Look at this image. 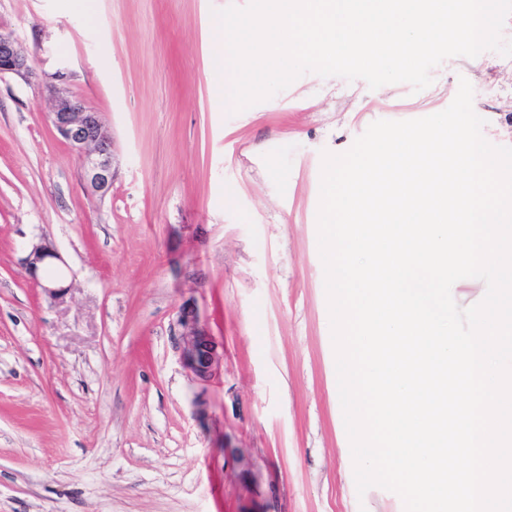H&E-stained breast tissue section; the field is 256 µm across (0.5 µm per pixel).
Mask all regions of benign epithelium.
<instances>
[{
  "label": "benign epithelium",
  "mask_w": 512,
  "mask_h": 512,
  "mask_svg": "<svg viewBox=\"0 0 512 512\" xmlns=\"http://www.w3.org/2000/svg\"><path fill=\"white\" fill-rule=\"evenodd\" d=\"M13 75L25 82L35 77L28 58L21 51L12 34L0 31V76ZM64 74L57 72L46 78L45 87L54 99L48 118L58 135L77 155L80 177L85 188L94 196L103 198L112 191L116 175L114 140L100 114L92 110L70 92L57 85ZM57 254L42 243H34L25 259L32 277L51 264ZM180 328L176 349L180 360L189 371L192 381L212 382L224 362L223 346L200 323L195 305L186 301L177 316Z\"/></svg>",
  "instance_id": "1"
}]
</instances>
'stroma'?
<instances>
[{
	"mask_svg": "<svg viewBox=\"0 0 512 512\" xmlns=\"http://www.w3.org/2000/svg\"><path fill=\"white\" fill-rule=\"evenodd\" d=\"M247 2L0 0V29L37 75L67 72L118 166L89 194L46 88L0 77V512H402L358 494L342 455L322 154L446 109L463 78L484 138L512 146V58L446 59L417 93L307 73L234 113L210 29ZM41 240L57 299L26 269ZM186 301L224 345L206 385L175 349Z\"/></svg>",
	"mask_w": 512,
	"mask_h": 512,
	"instance_id": "stroma-1",
	"label": "stroma"
}]
</instances>
